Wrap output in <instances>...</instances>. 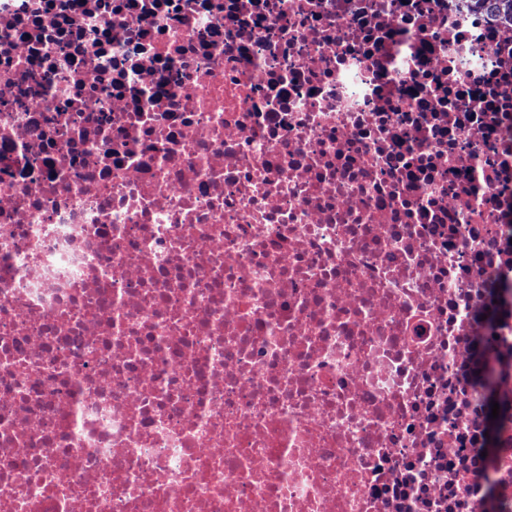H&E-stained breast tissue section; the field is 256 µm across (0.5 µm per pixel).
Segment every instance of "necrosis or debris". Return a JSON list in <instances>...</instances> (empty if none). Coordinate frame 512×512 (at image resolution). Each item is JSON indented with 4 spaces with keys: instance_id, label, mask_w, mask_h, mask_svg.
Returning <instances> with one entry per match:
<instances>
[{
    "instance_id": "1",
    "label": "necrosis or debris",
    "mask_w": 512,
    "mask_h": 512,
    "mask_svg": "<svg viewBox=\"0 0 512 512\" xmlns=\"http://www.w3.org/2000/svg\"><path fill=\"white\" fill-rule=\"evenodd\" d=\"M0 512H512V23L0 0Z\"/></svg>"
}]
</instances>
